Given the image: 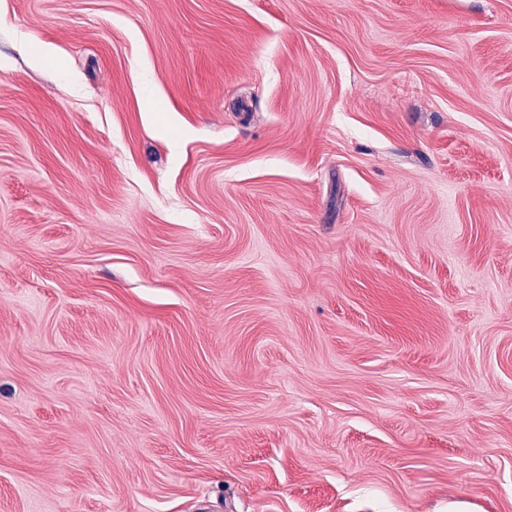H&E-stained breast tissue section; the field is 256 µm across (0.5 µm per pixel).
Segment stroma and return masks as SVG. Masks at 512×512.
<instances>
[{
	"label": "stroma",
	"mask_w": 512,
	"mask_h": 512,
	"mask_svg": "<svg viewBox=\"0 0 512 512\" xmlns=\"http://www.w3.org/2000/svg\"><path fill=\"white\" fill-rule=\"evenodd\" d=\"M0 13V512H512V0Z\"/></svg>",
	"instance_id": "1"
}]
</instances>
